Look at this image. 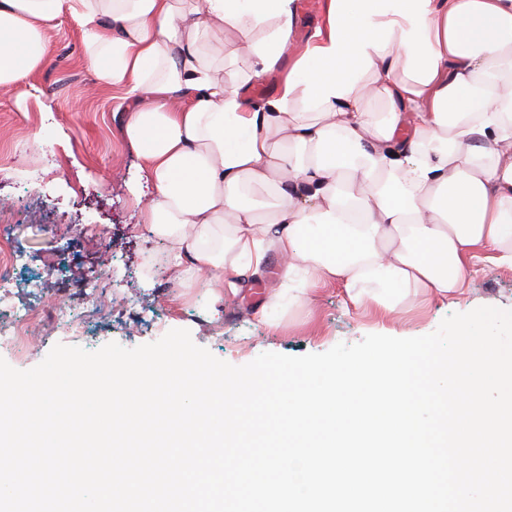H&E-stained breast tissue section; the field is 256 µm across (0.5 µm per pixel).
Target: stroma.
I'll return each instance as SVG.
<instances>
[{
	"label": "stroma",
	"mask_w": 512,
	"mask_h": 512,
	"mask_svg": "<svg viewBox=\"0 0 512 512\" xmlns=\"http://www.w3.org/2000/svg\"><path fill=\"white\" fill-rule=\"evenodd\" d=\"M326 0H299L294 46L285 63L325 21ZM128 100L120 89L96 86L81 29L62 18L48 36L41 70L11 91L0 92V213L11 212L14 266L0 289L11 288L24 305L30 283L52 304L77 297L96 266H116L118 282L103 291L110 312L91 320L77 346L95 351L115 342L132 349L155 342L154 322L185 329L214 357L240 366L264 352L290 356L353 345L366 335L406 338L435 331L453 313L480 306L512 310V267L479 254L464 292L451 300L416 298L396 312L352 304L341 287L320 284L305 308L290 310L269 327L258 312L277 286L278 257L263 275L225 294L211 314L204 288L181 296L165 273L167 244L141 237L146 191L144 162L123 134Z\"/></svg>",
	"instance_id": "stroma-1"
}]
</instances>
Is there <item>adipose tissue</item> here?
<instances>
[{
    "instance_id": "adipose-tissue-1",
    "label": "adipose tissue",
    "mask_w": 512,
    "mask_h": 512,
    "mask_svg": "<svg viewBox=\"0 0 512 512\" xmlns=\"http://www.w3.org/2000/svg\"><path fill=\"white\" fill-rule=\"evenodd\" d=\"M327 13L286 67L296 0H0V88L42 68L68 17L100 87L151 94L124 126L154 189L145 237L212 305L273 251L265 320L319 282L391 312L412 290L458 291L480 252L512 266V0H328ZM212 43L229 44L231 76ZM278 69L247 106L244 86ZM281 79V75L279 71L271 72L266 75H263L258 79L254 85H248L246 87L247 96L250 98L251 103L255 105H260L262 103V98L266 95L271 94L275 88L279 85ZM258 87H262L260 90ZM251 88V89H250ZM249 91V94H248ZM250 95V96H249Z\"/></svg>"
}]
</instances>
